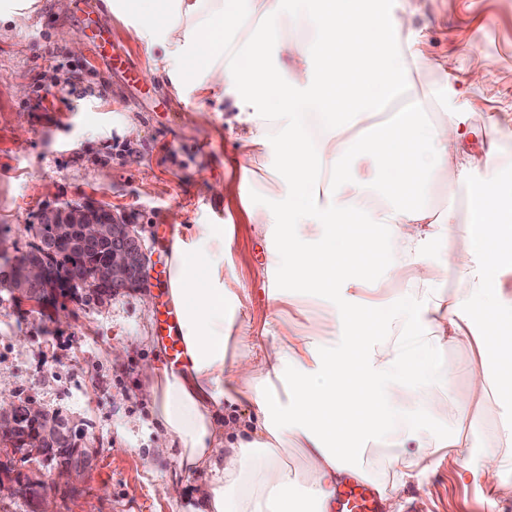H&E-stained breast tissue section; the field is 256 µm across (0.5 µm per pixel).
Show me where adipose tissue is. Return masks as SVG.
Instances as JSON below:
<instances>
[{
    "label": "adipose tissue",
    "mask_w": 512,
    "mask_h": 512,
    "mask_svg": "<svg viewBox=\"0 0 512 512\" xmlns=\"http://www.w3.org/2000/svg\"><path fill=\"white\" fill-rule=\"evenodd\" d=\"M255 0H126L141 35L161 54L155 71L174 85L198 74L228 89L249 146L282 148L275 182L288 185V206L253 216L254 223L286 229L269 257L285 272L268 301L287 304L296 284L308 299L319 332L290 340H262L238 323L237 304L224 280V227L178 224L169 237L168 294L177 309L184 345L177 368L146 365L157 459L176 458L181 469L207 473L196 512H318L353 468L359 444L383 439L398 471L380 481L389 506L436 457L470 455L473 441L448 437L433 419L442 413L466 419L489 389L487 376L471 378L469 395L445 403L449 371L446 345L463 343L459 323L473 303H488L492 273L511 257L512 188L494 177L474 180L459 165L469 188L465 219L455 209L437 217L431 178L458 158L463 112L449 106V90L436 79L414 32L393 16L378 21L364 0H310L306 19L312 42L282 44L292 62L268 67L265 45L279 41L282 12L265 0V34L248 64H240L228 32L247 31ZM443 107L432 123L430 101ZM397 103L389 121L368 115ZM367 159L380 179L350 181L353 160ZM468 243L449 247L457 222ZM398 242L396 255L371 263V239ZM399 281L393 304L364 301L324 307V296L346 281L368 283L373 274ZM467 292H444L448 275ZM237 352L227 356L228 344ZM421 395L418 425L402 429L396 414ZM248 406V420H225V407ZM305 453L310 480L284 461L288 444Z\"/></svg>",
    "instance_id": "obj_1"
}]
</instances>
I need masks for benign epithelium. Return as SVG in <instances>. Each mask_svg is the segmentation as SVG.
Segmentation results:
<instances>
[{
	"label": "benign epithelium",
	"mask_w": 512,
	"mask_h": 512,
	"mask_svg": "<svg viewBox=\"0 0 512 512\" xmlns=\"http://www.w3.org/2000/svg\"><path fill=\"white\" fill-rule=\"evenodd\" d=\"M41 223L61 225L60 233L67 229V225L77 224L86 244L102 239L112 241L110 255L93 270V287L117 294L147 287L149 257L142 238L134 225L119 220L112 209L92 201L65 203L43 212ZM62 281L73 285L83 283L79 266L71 265L56 275L50 273L45 262L34 257L22 264L21 276L13 284L12 291L36 305L52 300L57 311L64 305L59 288ZM21 406L26 409L29 421L40 427V436L33 441L26 436H16L18 425L14 416L19 414ZM28 456L58 457L61 464L56 467V490L61 497L76 489V483L88 469L85 451L73 442L71 433L64 430L59 419L50 416L32 400L23 405L12 401L8 408L0 407V493L20 495L27 492L29 482L25 476L7 470V463Z\"/></svg>",
	"instance_id": "1"
}]
</instances>
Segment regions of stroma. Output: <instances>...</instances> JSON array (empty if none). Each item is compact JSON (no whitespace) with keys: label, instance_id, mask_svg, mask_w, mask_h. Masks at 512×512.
Returning <instances> with one entry per match:
<instances>
[{"label":"stroma","instance_id":"stroma-1","mask_svg":"<svg viewBox=\"0 0 512 512\" xmlns=\"http://www.w3.org/2000/svg\"><path fill=\"white\" fill-rule=\"evenodd\" d=\"M369 2L373 13L402 17L424 55L444 61L441 78L474 131L463 145L466 157L494 152L496 179L511 185L512 0ZM87 4L95 27L110 34L114 50L129 57L142 78L130 81L123 68H108L93 54L91 39L79 33L75 0H28L0 24V251L29 250L43 211L91 199L136 225L149 251L150 286L101 303L79 295L56 315L0 291V388L9 399L34 400L63 418L74 442L93 452L88 474L65 500L53 494L54 473L16 463L30 475L31 490L0 495V512H39L46 499L57 512H185L207 478L185 473L176 459L155 458L141 378L145 364L168 359L156 327L167 290L163 232L174 224L223 225L224 276L251 335H299L309 327L301 305L278 312L267 299L281 275L268 264L276 241L249 222L251 213L285 208L288 188L270 187L279 149L252 152L229 92L207 88L198 77L174 92L166 74L152 73L159 51L139 36L137 18L118 8L106 22L102 0ZM116 116L133 125L131 134L113 129ZM466 197L455 167L434 173L436 211L464 210ZM461 328L469 343L443 353L450 399L467 390L470 373L500 377L489 312L472 307ZM118 346L124 350L119 363L111 357ZM511 414L512 398L495 385L467 420L443 416L435 426L474 439V454H501L497 431ZM165 482L182 486V501L160 495ZM413 502L422 512H512V470L490 490L473 476L470 460L447 457L422 482L409 483L401 503Z\"/></svg>","mask_w":512,"mask_h":512}]
</instances>
